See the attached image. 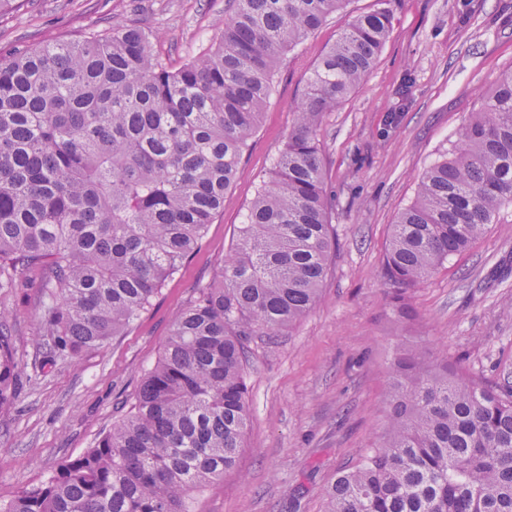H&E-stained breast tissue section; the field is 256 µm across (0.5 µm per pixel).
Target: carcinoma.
Wrapping results in <instances>:
<instances>
[{"instance_id": "carcinoma-1", "label": "carcinoma", "mask_w": 512, "mask_h": 512, "mask_svg": "<svg viewBox=\"0 0 512 512\" xmlns=\"http://www.w3.org/2000/svg\"><path fill=\"white\" fill-rule=\"evenodd\" d=\"M208 48L170 68L113 26L0 56V291L43 273L38 349L52 361L118 336L224 208L276 64L349 0H232ZM392 26L353 20L323 55L288 141L215 279L174 319L128 414L0 512H188L234 467L250 419L247 344L316 305L336 232L318 127L370 74ZM512 204V68L458 142L416 178L384 280L403 291L465 251ZM17 356L0 311V412ZM388 426L330 485L328 512H512V389L421 354L390 367Z\"/></svg>"}]
</instances>
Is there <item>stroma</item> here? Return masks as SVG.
<instances>
[{
    "mask_svg": "<svg viewBox=\"0 0 512 512\" xmlns=\"http://www.w3.org/2000/svg\"><path fill=\"white\" fill-rule=\"evenodd\" d=\"M387 9L390 36L370 75L318 130L336 230L320 299L276 336L248 344L251 416L234 470L193 494V512H326V489L354 468L387 423L389 371L410 351L512 387V206L466 252L402 299L381 275L392 224L416 178L452 150L499 75L512 68V0H349L283 54L270 101L224 210L201 248L167 279L123 335L40 369L32 345L49 293L40 271L0 294L22 370L18 399L0 414V501L41 484L125 414L159 359L174 316L211 282L248 207L283 149L305 83L355 18ZM227 0H29L0 19V54L50 37L121 25L149 32L179 67L210 45Z\"/></svg>",
    "mask_w": 512,
    "mask_h": 512,
    "instance_id": "obj_1",
    "label": "stroma"
}]
</instances>
